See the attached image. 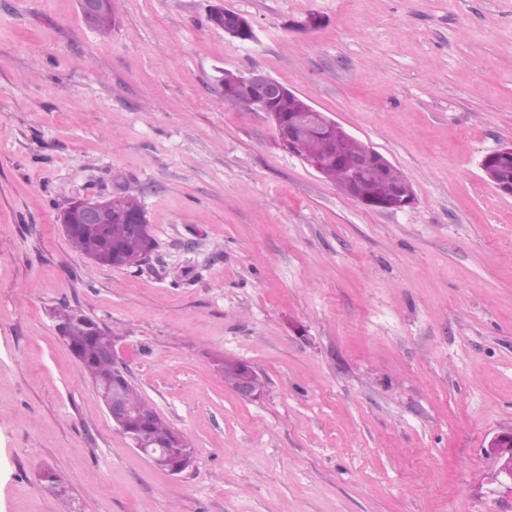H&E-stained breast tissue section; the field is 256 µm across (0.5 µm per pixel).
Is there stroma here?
I'll use <instances>...</instances> for the list:
<instances>
[{"label": "stroma", "instance_id": "stroma-1", "mask_svg": "<svg viewBox=\"0 0 512 512\" xmlns=\"http://www.w3.org/2000/svg\"><path fill=\"white\" fill-rule=\"evenodd\" d=\"M0 0V512H512L485 448L512 430V0ZM315 12L313 31L289 21ZM260 69L399 168L375 212L228 109ZM139 197L156 247L71 248L75 197ZM112 330L132 383L189 434L157 469L113 427L54 309ZM265 383L241 400L218 365ZM47 469L69 494L40 490ZM224 35L241 39V33L245 26L250 25L251 18L235 9L224 6ZM249 17L250 20L247 18ZM236 39V40H239ZM242 41V40H239ZM512 166V144H503L499 148L486 154L481 161V168L488 180L497 190H501V185L497 180L499 178L503 181H512L511 168L500 172V170L507 164ZM500 172V173H499ZM64 232L69 244L79 256L87 258L98 266L130 268L127 266H113L112 255L102 252L97 242L88 234H73L66 230Z\"/></svg>", "mask_w": 512, "mask_h": 512}]
</instances>
